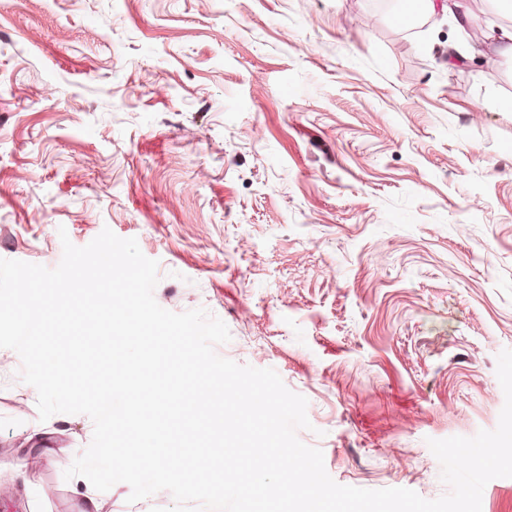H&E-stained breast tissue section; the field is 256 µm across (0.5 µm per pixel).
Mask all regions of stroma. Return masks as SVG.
I'll list each match as a JSON object with an SVG mask.
<instances>
[{
  "label": "stroma",
  "instance_id": "35a3bbf8",
  "mask_svg": "<svg viewBox=\"0 0 512 512\" xmlns=\"http://www.w3.org/2000/svg\"><path fill=\"white\" fill-rule=\"evenodd\" d=\"M461 2L415 32L373 0H0V258L137 239L161 307L307 399L336 483L448 493L427 441L497 427L512 349V58H448L512 7ZM20 370L0 348V512H83L93 422L40 421ZM129 494L101 512L174 503Z\"/></svg>",
  "mask_w": 512,
  "mask_h": 512
}]
</instances>
